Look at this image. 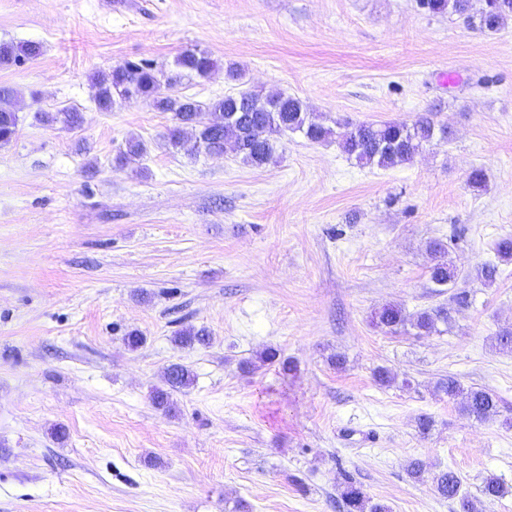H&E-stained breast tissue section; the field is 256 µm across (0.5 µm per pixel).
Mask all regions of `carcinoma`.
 <instances>
[{
    "label": "carcinoma",
    "instance_id": "1",
    "mask_svg": "<svg viewBox=\"0 0 512 512\" xmlns=\"http://www.w3.org/2000/svg\"><path fill=\"white\" fill-rule=\"evenodd\" d=\"M421 8L432 14H465L470 0H419ZM512 17V0H490L486 20H478L481 30H501ZM40 46L36 42L0 46V62H19L37 56ZM217 61L205 51H187L175 60V69L168 71L152 60L138 63L127 61L93 79L94 100L101 111H109L119 99L131 97L149 100L162 112L172 113L173 124L167 129L165 139L169 147L189 156L200 153H233L246 164L262 166L274 154V137L286 131L299 132L312 142H322L333 136L339 138L342 150L362 166L381 168L410 164L423 149L438 140H447L448 126L437 123L433 114L424 112L414 120L386 121L381 123L336 122L332 128L313 121L302 101L279 93L262 96L250 91L229 94L208 105L163 90H171L181 81L206 78L216 68ZM43 123H60L78 127L83 122L79 112L59 110L41 112ZM19 117L11 102V93L0 88V144H7L15 137ZM340 131H335V128ZM147 152L145 143L130 136L119 148L115 163L121 167L138 163ZM434 263L430 267V281L436 288L453 285L457 279L456 267L448 261L447 251L440 242L430 244ZM374 324L388 333L406 332L416 335L442 333L440 326L448 324V310L443 306L426 308L414 313L404 308L386 304L374 312ZM175 344L191 347L205 345L209 334L204 328L183 330L173 337ZM259 368L278 363L285 371L293 370L291 362L280 358L273 348L257 356ZM164 383L152 391V403L163 410H171V393L193 384L194 375L182 364H172L163 375ZM438 390L451 399L460 400V410L477 421H487L498 415V399L486 388L464 387L457 378L450 376L438 383ZM435 493L460 505L459 512H475L473 501L462 492L459 475L451 470L434 474ZM482 494L490 500L503 495L499 478L490 475L483 480ZM340 497L344 512H391L390 507L374 502L362 486L347 480L341 487Z\"/></svg>",
    "mask_w": 512,
    "mask_h": 512
}]
</instances>
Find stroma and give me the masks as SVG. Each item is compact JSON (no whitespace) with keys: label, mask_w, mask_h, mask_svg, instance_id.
Listing matches in <instances>:
<instances>
[{"label":"stroma","mask_w":512,"mask_h":512,"mask_svg":"<svg viewBox=\"0 0 512 512\" xmlns=\"http://www.w3.org/2000/svg\"><path fill=\"white\" fill-rule=\"evenodd\" d=\"M24 41L40 54L0 65L20 117L0 146V512H342L347 474L392 512H455L431 484L447 468L478 512H512V349L494 344L512 263L476 276L512 235V19L484 32L417 0H0V43ZM188 49L218 63L176 89L201 103L283 93L330 126L430 111L453 140L378 168L287 132L253 167L168 148L172 115L150 101L98 110L94 75ZM66 108L79 127L35 118ZM132 135L147 152L116 167ZM433 240L468 306L433 288ZM386 303L446 307L448 330L386 333ZM190 326L209 343L175 345ZM268 348L295 371L247 368ZM173 363L195 380L167 413L150 392ZM448 375L492 390L497 419L461 414L436 389Z\"/></svg>","instance_id":"35a3bbf8"}]
</instances>
